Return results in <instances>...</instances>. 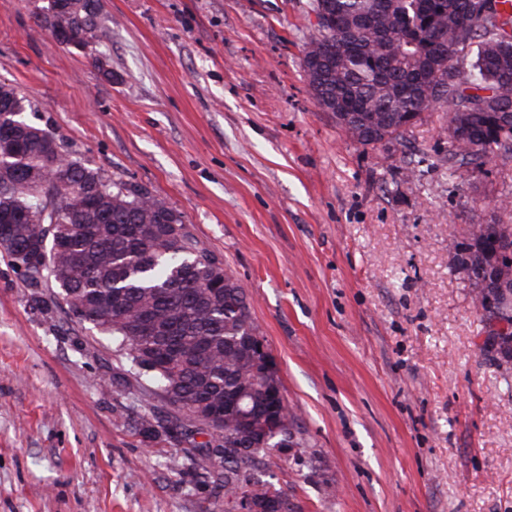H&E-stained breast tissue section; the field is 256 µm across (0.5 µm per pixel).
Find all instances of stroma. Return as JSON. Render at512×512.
<instances>
[{"mask_svg": "<svg viewBox=\"0 0 512 512\" xmlns=\"http://www.w3.org/2000/svg\"><path fill=\"white\" fill-rule=\"evenodd\" d=\"M43 4L0 0V81L72 157L165 199L244 289L295 414L257 475L292 512H512V364L456 267L466 225L512 224L494 204L512 162L449 178L436 113L388 151L344 136L301 67L309 0H101L93 59ZM180 416L0 254V512H226L221 465L189 462L209 436L170 433Z\"/></svg>", "mask_w": 512, "mask_h": 512, "instance_id": "35a3bbf8", "label": "stroma"}]
</instances>
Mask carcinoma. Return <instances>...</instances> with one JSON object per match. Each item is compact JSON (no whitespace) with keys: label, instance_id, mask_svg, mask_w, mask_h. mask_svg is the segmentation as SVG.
<instances>
[{"label":"carcinoma","instance_id":"carcinoma-1","mask_svg":"<svg viewBox=\"0 0 512 512\" xmlns=\"http://www.w3.org/2000/svg\"><path fill=\"white\" fill-rule=\"evenodd\" d=\"M47 0L40 21L57 41L90 47L101 13H77ZM472 0H311L320 18L308 27L301 65L315 105L330 112L347 138L367 147L401 142L412 118L443 110L448 175L474 163L475 149L512 158V0H484L476 23L460 25ZM457 48L451 63L442 44ZM330 44L322 61L308 55ZM25 99L0 82V237L15 248L39 246L43 270L21 274L32 300L49 311L63 301L81 323L112 338L128 372L150 376L185 415L201 405L224 411L211 440L192 459L201 469L224 464V496L266 498L270 484L253 481L255 459L283 447L294 413L269 412L261 367L247 347L258 335L243 288L182 215L138 185L115 181L89 160L70 158L51 131L22 117ZM512 224H468L456 258L475 287L482 317L512 325ZM495 271L498 302L475 263ZM285 436L239 452L240 435L271 415Z\"/></svg>","mask_w":512,"mask_h":512}]
</instances>
